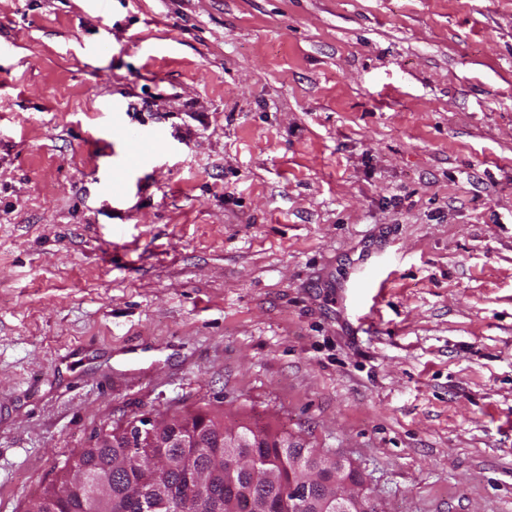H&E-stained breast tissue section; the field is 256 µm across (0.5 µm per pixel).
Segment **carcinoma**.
Returning a JSON list of instances; mask_svg holds the SVG:
<instances>
[{
    "label": "carcinoma",
    "mask_w": 512,
    "mask_h": 512,
    "mask_svg": "<svg viewBox=\"0 0 512 512\" xmlns=\"http://www.w3.org/2000/svg\"><path fill=\"white\" fill-rule=\"evenodd\" d=\"M175 419L193 430H201L202 440L209 441L208 434L224 428V417L204 411L178 414ZM241 431L256 430L265 435L269 442L259 448H242L240 452L250 458L251 467L258 473L257 483H252L249 474L236 478L240 489L239 497L260 493L271 500V512H288V502L283 500L281 490L288 487L290 472L294 471L296 460L301 453H311L314 448H278L276 440L282 431L270 426H259L248 418L241 417L234 422ZM123 421L112 423V448H99L92 443L67 458L56 479L43 487L40 499L27 505L25 512H85L83 495L70 489L71 472L83 466H91L100 472L112 469L118 476L112 479V500L118 512H140L139 507L131 502L135 488L144 480L146 472L135 460L136 451L131 448H119ZM164 456L167 461L178 464L186 459L192 460L193 471L203 483H188L185 473L176 472L171 483L176 491L167 489L161 495L167 499V506L157 512H179L180 501L188 494L203 499L202 512H239L237 504L224 494L228 477L224 473V449L222 448H166Z\"/></svg>",
    "instance_id": "1"
}]
</instances>
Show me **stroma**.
Segmentation results:
<instances>
[{
    "label": "stroma",
    "mask_w": 512,
    "mask_h": 512,
    "mask_svg": "<svg viewBox=\"0 0 512 512\" xmlns=\"http://www.w3.org/2000/svg\"><path fill=\"white\" fill-rule=\"evenodd\" d=\"M198 410L512 512V0H0V512ZM155 134L142 128L129 129L128 143L136 157H144L148 154L155 139ZM355 268V277L351 281V295L358 297L360 295L359 288H362L363 283L369 285L368 288H385L386 280L379 272L380 261L371 259V255L362 259L357 263Z\"/></svg>",
    "instance_id": "1"
}]
</instances>
